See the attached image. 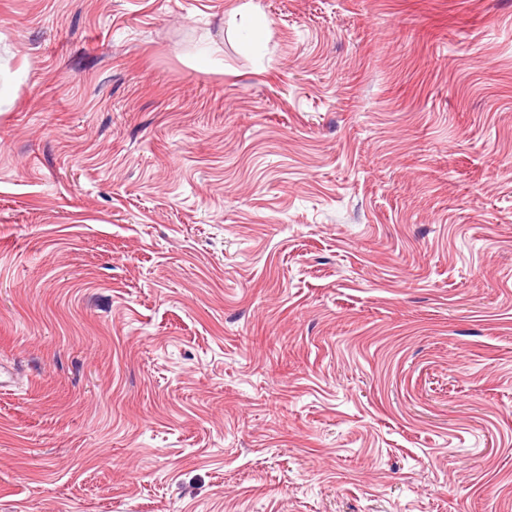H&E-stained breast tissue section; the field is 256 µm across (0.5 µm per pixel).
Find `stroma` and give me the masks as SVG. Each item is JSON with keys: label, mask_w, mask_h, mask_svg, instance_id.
Returning <instances> with one entry per match:
<instances>
[{"label": "stroma", "mask_w": 512, "mask_h": 512, "mask_svg": "<svg viewBox=\"0 0 512 512\" xmlns=\"http://www.w3.org/2000/svg\"><path fill=\"white\" fill-rule=\"evenodd\" d=\"M0 512H512V0H0Z\"/></svg>", "instance_id": "obj_1"}]
</instances>
